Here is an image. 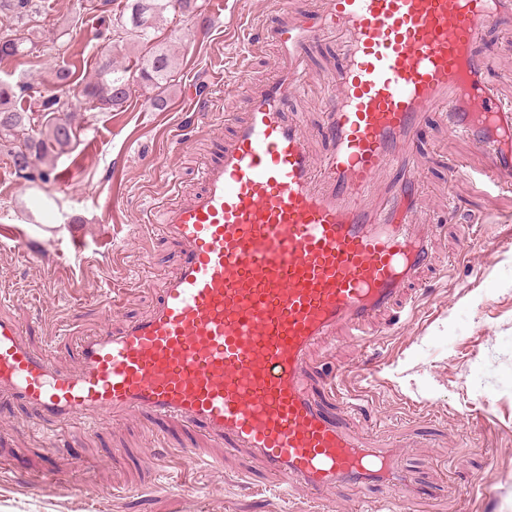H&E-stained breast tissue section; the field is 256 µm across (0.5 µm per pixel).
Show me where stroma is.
<instances>
[{
    "label": "stroma",
    "instance_id": "35a3bbf8",
    "mask_svg": "<svg viewBox=\"0 0 512 512\" xmlns=\"http://www.w3.org/2000/svg\"><path fill=\"white\" fill-rule=\"evenodd\" d=\"M34 46L0 60V79L53 91L54 68L87 81L103 57L135 68L144 47L115 41L87 0H40ZM276 0H224L219 20L207 0L167 11L156 42L176 58L166 111L136 87L124 109L91 112L78 85L68 92L71 147L38 164L57 202L44 207L0 151V308L24 327L30 349L62 372L79 345L102 329L121 332L153 311L183 250L157 225L155 207L198 186L244 112L246 92L271 75L274 51L258 33ZM67 30L66 54L49 36ZM483 79L512 106V17L482 35ZM307 81L288 106L314 154L326 142L328 74L341 41L307 47ZM418 150L417 211L437 225L426 293L399 325H378L370 345L327 336L308 355L313 392L339 371L348 403L338 415L368 448L396 452L416 490L349 484L310 500L280 487L255 455L147 412L81 417L45 425L27 409L0 417V512H512V189L480 178L492 155L426 113ZM462 170L449 178L448 166ZM74 170L71 184L57 173Z\"/></svg>",
    "mask_w": 512,
    "mask_h": 512
}]
</instances>
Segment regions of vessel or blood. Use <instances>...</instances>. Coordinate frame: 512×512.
Wrapping results in <instances>:
<instances>
[{
  "instance_id": "1",
  "label": "vessel or blood",
  "mask_w": 512,
  "mask_h": 512,
  "mask_svg": "<svg viewBox=\"0 0 512 512\" xmlns=\"http://www.w3.org/2000/svg\"><path fill=\"white\" fill-rule=\"evenodd\" d=\"M507 0H328L319 14L290 0L263 25L277 76L247 95L245 116L206 163L192 195L162 204L182 264L145 319L102 330L61 373L28 347L0 310V413L38 418L148 411L248 448L268 473L288 474L312 499L350 482L413 478L395 454L362 447L338 422L336 376L327 402L305 387L306 356L337 331L412 310L405 291L431 265L436 225L416 221L421 115L495 155L491 181L512 184V109L481 80L483 32ZM347 34L328 76L329 149L310 153L288 118L302 89L301 49ZM396 169L398 182L379 183Z\"/></svg>"
}]
</instances>
